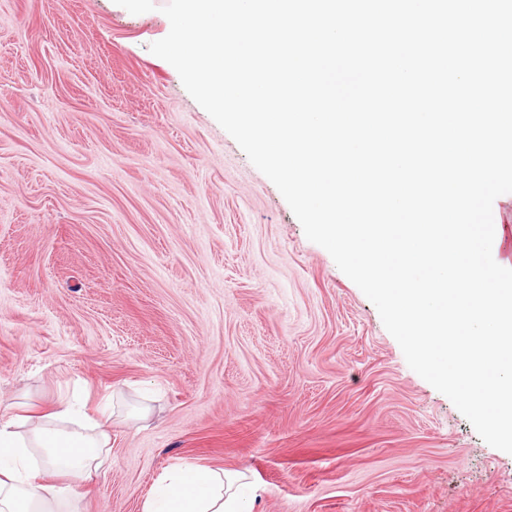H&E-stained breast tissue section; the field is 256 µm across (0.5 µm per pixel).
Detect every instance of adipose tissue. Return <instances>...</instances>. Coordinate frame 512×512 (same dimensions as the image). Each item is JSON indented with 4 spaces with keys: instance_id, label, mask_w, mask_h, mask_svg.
Returning <instances> with one entry per match:
<instances>
[{
    "instance_id": "ef3b65f1",
    "label": "adipose tissue",
    "mask_w": 512,
    "mask_h": 512,
    "mask_svg": "<svg viewBox=\"0 0 512 512\" xmlns=\"http://www.w3.org/2000/svg\"><path fill=\"white\" fill-rule=\"evenodd\" d=\"M110 422L74 403L38 414L0 406V512H81L76 487L103 474ZM257 498L244 473L176 463L158 477L141 512H252Z\"/></svg>"
}]
</instances>
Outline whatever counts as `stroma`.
Returning a JSON list of instances; mask_svg holds the SVG:
<instances>
[{"instance_id": "35a3bbf8", "label": "stroma", "mask_w": 512, "mask_h": 512, "mask_svg": "<svg viewBox=\"0 0 512 512\" xmlns=\"http://www.w3.org/2000/svg\"><path fill=\"white\" fill-rule=\"evenodd\" d=\"M115 0H0V401L113 407L82 512L171 464L254 512H512V454L376 307Z\"/></svg>"}]
</instances>
